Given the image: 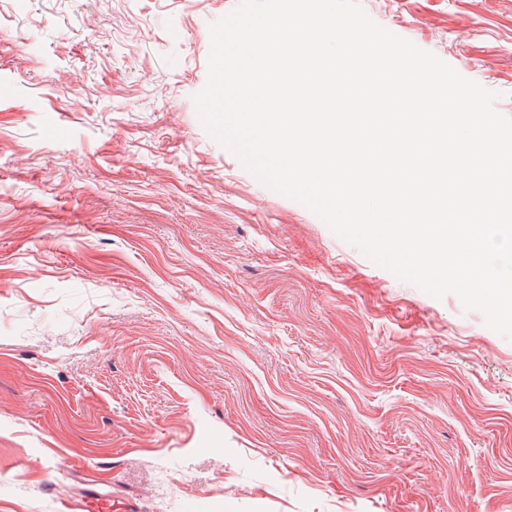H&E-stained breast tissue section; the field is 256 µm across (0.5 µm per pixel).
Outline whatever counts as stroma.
Segmentation results:
<instances>
[{
	"label": "stroma",
	"mask_w": 512,
	"mask_h": 512,
	"mask_svg": "<svg viewBox=\"0 0 512 512\" xmlns=\"http://www.w3.org/2000/svg\"><path fill=\"white\" fill-rule=\"evenodd\" d=\"M238 0H0V512H512V340L202 126ZM497 92L512 0H359Z\"/></svg>",
	"instance_id": "35a3bbf8"
}]
</instances>
